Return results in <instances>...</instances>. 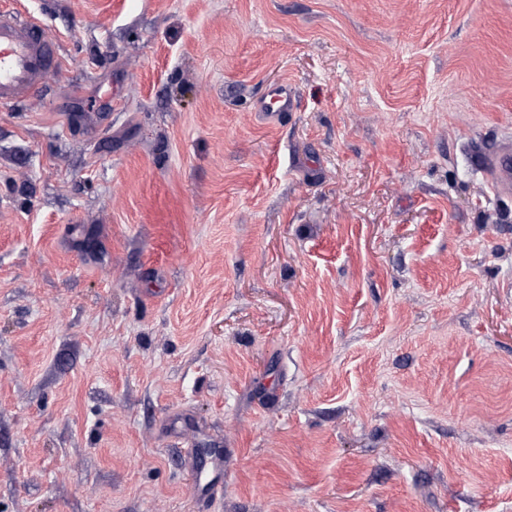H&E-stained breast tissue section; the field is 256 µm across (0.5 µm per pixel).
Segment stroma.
Returning a JSON list of instances; mask_svg holds the SVG:
<instances>
[{
    "instance_id": "stroma-1",
    "label": "stroma",
    "mask_w": 512,
    "mask_h": 512,
    "mask_svg": "<svg viewBox=\"0 0 512 512\" xmlns=\"http://www.w3.org/2000/svg\"><path fill=\"white\" fill-rule=\"evenodd\" d=\"M23 3L0 512H512V0ZM57 64L43 24L17 7L0 9V111H17L45 91L46 71ZM299 101L288 84H279L267 88L264 96L257 102L256 112H264L268 117L282 118L288 112H297ZM483 169L493 191L502 196L512 193V143H507L487 160Z\"/></svg>"
}]
</instances>
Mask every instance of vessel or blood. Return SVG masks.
I'll use <instances>...</instances> for the list:
<instances>
[{
    "mask_svg": "<svg viewBox=\"0 0 512 512\" xmlns=\"http://www.w3.org/2000/svg\"><path fill=\"white\" fill-rule=\"evenodd\" d=\"M53 41L43 24L18 8L0 9V111H16L44 90L46 71L55 66ZM299 101L287 85L267 88L258 101V111L282 118L297 111ZM496 194H512V143H506L484 165Z\"/></svg>",
    "mask_w": 512,
    "mask_h": 512,
    "instance_id": "obj_1",
    "label": "vessel or blood"
}]
</instances>
